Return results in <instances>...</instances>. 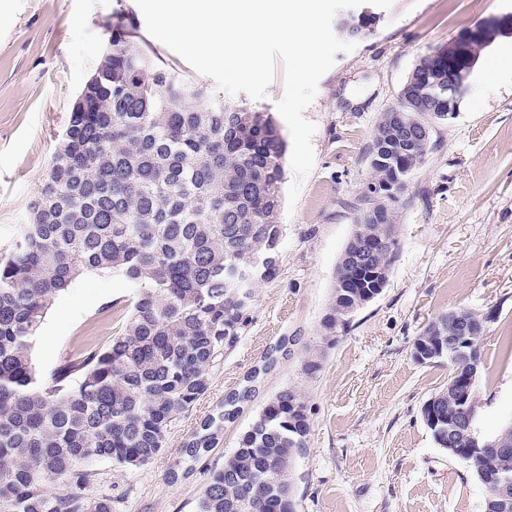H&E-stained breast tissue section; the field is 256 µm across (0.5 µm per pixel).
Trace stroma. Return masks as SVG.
<instances>
[{
    "label": "stroma",
    "instance_id": "35a3bbf8",
    "mask_svg": "<svg viewBox=\"0 0 512 512\" xmlns=\"http://www.w3.org/2000/svg\"><path fill=\"white\" fill-rule=\"evenodd\" d=\"M135 0H0V248L41 186L75 96L98 63L104 27ZM512 0H393L374 35L337 53L305 110L316 126L315 166L292 213L281 214L278 273L259 282L250 322L210 371V386L142 467L97 462L87 491L112 512H196L213 470L280 391L311 408L293 463L296 512H485L488 488L434 441L426 401L448 382V362L418 364L412 345L436 315L488 316L475 387L474 430L488 439L512 421V71L475 70L454 119L434 123L431 149L394 205L399 253L387 285L336 340L321 322L336 266L374 179V127L432 50ZM135 294L117 273L90 271L54 296L34 345L50 372L65 354L102 346ZM287 347L275 364L267 356ZM317 358L309 372L305 363ZM252 386L238 417L189 474L170 477L180 450L225 397Z\"/></svg>",
    "mask_w": 512,
    "mask_h": 512
}]
</instances>
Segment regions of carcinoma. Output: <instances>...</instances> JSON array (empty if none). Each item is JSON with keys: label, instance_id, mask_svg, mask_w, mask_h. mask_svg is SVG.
I'll use <instances>...</instances> for the list:
<instances>
[{"label": "carcinoma", "instance_id": "cac0c4a2", "mask_svg": "<svg viewBox=\"0 0 512 512\" xmlns=\"http://www.w3.org/2000/svg\"><path fill=\"white\" fill-rule=\"evenodd\" d=\"M377 12L352 13L338 33L374 34ZM130 11L112 14L105 50L72 106L42 186L0 252V512H112L85 493L92 466L149 464L177 418L208 391L210 368L239 341L255 284L277 271L286 143L269 112L226 104L157 64ZM448 120V49L422 57L398 109L377 121L375 174L336 269L327 336L347 326L363 293L384 288L398 256L391 203L431 148L429 121ZM88 271L117 272L137 290L121 334L62 358L49 377L33 359L51 299ZM448 335V314L414 343ZM438 414L474 419L448 390ZM251 389L231 394L181 449L195 463ZM310 407L285 389L214 470L197 512H293V461L307 445ZM512 500V452L464 456ZM53 485L67 491L56 493Z\"/></svg>", "mask_w": 512, "mask_h": 512}]
</instances>
